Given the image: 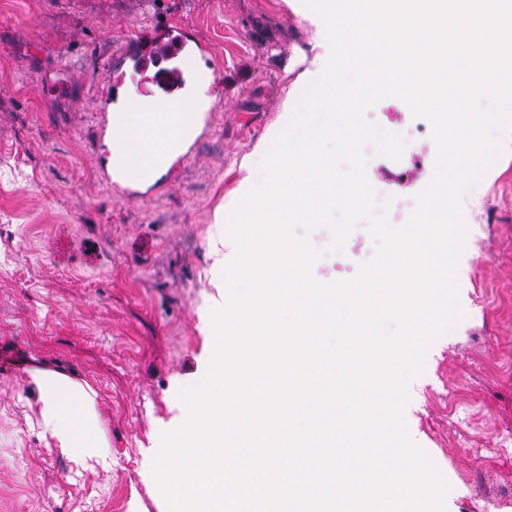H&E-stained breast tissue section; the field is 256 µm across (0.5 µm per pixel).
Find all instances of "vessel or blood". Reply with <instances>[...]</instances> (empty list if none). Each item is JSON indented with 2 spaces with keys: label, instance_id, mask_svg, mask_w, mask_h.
Instances as JSON below:
<instances>
[{
  "label": "vessel or blood",
  "instance_id": "obj_1",
  "mask_svg": "<svg viewBox=\"0 0 512 512\" xmlns=\"http://www.w3.org/2000/svg\"><path fill=\"white\" fill-rule=\"evenodd\" d=\"M192 46L187 32L162 23L124 43L119 52L117 86L133 81L136 92L155 112H175L186 103L184 73L173 61Z\"/></svg>",
  "mask_w": 512,
  "mask_h": 512
}]
</instances>
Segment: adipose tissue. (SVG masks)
Returning a JSON list of instances; mask_svg holds the SVG:
<instances>
[{
	"mask_svg": "<svg viewBox=\"0 0 512 512\" xmlns=\"http://www.w3.org/2000/svg\"><path fill=\"white\" fill-rule=\"evenodd\" d=\"M187 64L195 72V82L184 110L150 112L141 98L129 93L111 113L103 160L114 181L142 187L155 184L198 134L206 111L215 102L210 93L212 76L195 59H188ZM29 376L44 438L76 468H111L97 390L88 382L44 367L31 369Z\"/></svg>",
	"mask_w": 512,
	"mask_h": 512,
	"instance_id": "obj_1",
	"label": "adipose tissue"
}]
</instances>
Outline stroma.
Here are the masks:
<instances>
[{
    "instance_id": "stroma-1",
    "label": "stroma",
    "mask_w": 512,
    "mask_h": 512,
    "mask_svg": "<svg viewBox=\"0 0 512 512\" xmlns=\"http://www.w3.org/2000/svg\"><path fill=\"white\" fill-rule=\"evenodd\" d=\"M209 50L216 102L178 176L145 189L101 167L106 61L155 21ZM302 0H0V512H168L152 460L186 420L178 391L208 372L214 213L264 178L261 145L284 127L329 49ZM367 178L404 226L431 179L434 137ZM462 317L408 384L412 441L461 512H512V136L462 198ZM321 283L354 279L376 253L366 224L342 249L312 233ZM90 382L112 453L76 470L41 434L30 368Z\"/></svg>"
}]
</instances>
